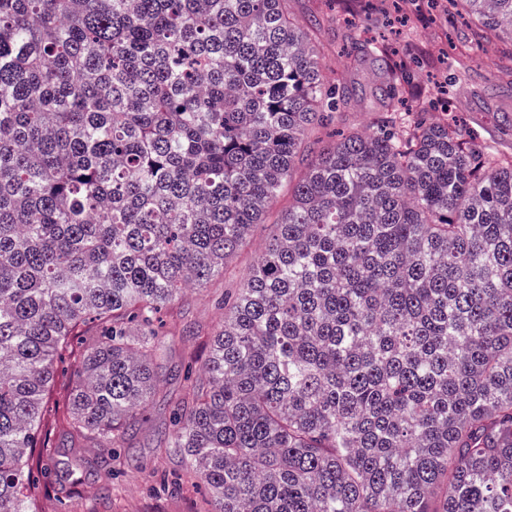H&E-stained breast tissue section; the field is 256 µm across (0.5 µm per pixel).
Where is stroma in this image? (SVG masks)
I'll list each match as a JSON object with an SVG mask.
<instances>
[{
  "mask_svg": "<svg viewBox=\"0 0 512 512\" xmlns=\"http://www.w3.org/2000/svg\"><path fill=\"white\" fill-rule=\"evenodd\" d=\"M301 15H317L324 29L325 64L329 76L346 74L362 95L352 111L336 115L333 128L363 129L375 118L372 91L378 82L377 64L366 60L353 71L346 68L343 32L356 28L401 57L414 60L423 87L450 88L448 116L479 141L512 154V50L496 39L485 44L491 67L469 65L462 54L472 34L463 18L450 12L446 0H294ZM467 68L462 86L452 74ZM267 236L257 227L239 252L225 278L213 281L204 293H190L175 309L182 323L215 325L222 317L219 303L225 289L236 287L259 256ZM205 337L193 336L171 346L158 366L161 397L149 411L148 427L126 441L119 474L112 478V495L104 497L98 482L83 485L74 502L76 512H203L207 493L193 479H175V462L156 454V436L169 420L164 398L181 389V366L190 354L205 355Z\"/></svg>",
  "mask_w": 512,
  "mask_h": 512,
  "instance_id": "35a3bbf8",
  "label": "stroma"
}]
</instances>
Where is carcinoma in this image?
Wrapping results in <instances>:
<instances>
[{"label": "carcinoma", "instance_id": "obj_1", "mask_svg": "<svg viewBox=\"0 0 512 512\" xmlns=\"http://www.w3.org/2000/svg\"><path fill=\"white\" fill-rule=\"evenodd\" d=\"M291 2L0 0V512H71L86 442L133 436L194 335L161 314L267 223L160 454L212 512H512V155L405 111L410 72L353 35L385 115L309 141L356 89ZM449 3L471 60L512 46V0ZM81 348L77 347V349L71 355L66 356V364L68 367V371L64 374L60 375L55 384V391L53 400L50 402L49 409L51 414V443L53 447H62V444L65 443L64 436L59 425L54 422L53 416L56 408H61L65 398L71 388L72 384V372L75 369L79 356H80Z\"/></svg>", "mask_w": 512, "mask_h": 512}]
</instances>
